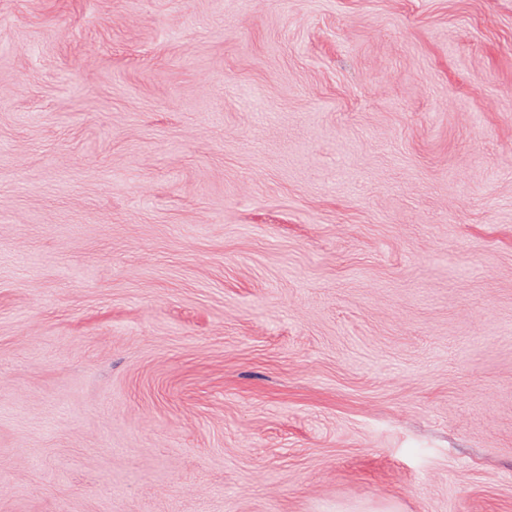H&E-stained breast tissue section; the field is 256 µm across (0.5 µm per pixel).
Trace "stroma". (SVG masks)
I'll list each match as a JSON object with an SVG mask.
<instances>
[{"instance_id": "1", "label": "stroma", "mask_w": 512, "mask_h": 512, "mask_svg": "<svg viewBox=\"0 0 512 512\" xmlns=\"http://www.w3.org/2000/svg\"><path fill=\"white\" fill-rule=\"evenodd\" d=\"M0 512H512V0H0Z\"/></svg>"}]
</instances>
